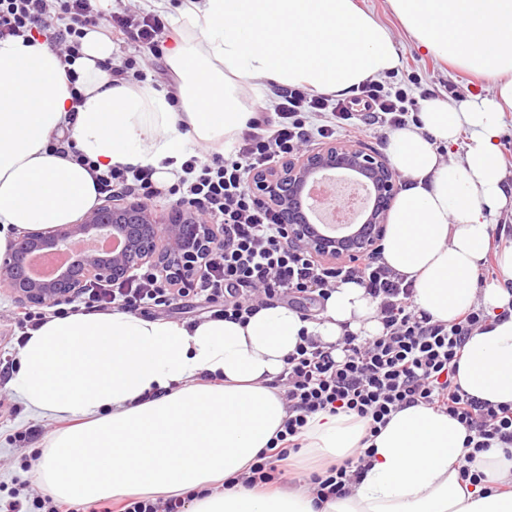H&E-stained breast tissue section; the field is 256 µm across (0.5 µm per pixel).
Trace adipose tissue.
<instances>
[{"label":"adipose tissue","mask_w":512,"mask_h":512,"mask_svg":"<svg viewBox=\"0 0 512 512\" xmlns=\"http://www.w3.org/2000/svg\"><path fill=\"white\" fill-rule=\"evenodd\" d=\"M411 45L491 77V96L424 99L418 124L393 131L388 153L404 183L382 257L414 281L416 312L451 321L471 304L496 313L464 347L456 380L470 396L512 404V240L497 252L501 281L477 287L499 217L512 213V174L499 140L512 112V0H388ZM166 51L177 103L152 80L113 82L112 45L83 40L73 66L43 41L0 40V253L21 231L74 223L99 204L91 173L50 148L66 139L102 166L149 168L169 186L194 146L223 152L253 113L244 87H303L337 97L399 72L389 28L356 0H180ZM84 100L73 106L68 68ZM463 154H456V147ZM378 303L354 283L335 288L319 319L284 303L247 324L192 325L115 310L52 317L18 351L13 386L26 407L73 424L46 447L34 480L71 503L132 494L189 497V512H512V461L475 465L490 488L463 483L465 426L419 405L391 415L377 436L340 412L309 418L300 443L333 463L360 445L370 466L349 496L316 506L300 489L233 484L282 429L286 404L272 382L300 335L336 343L378 335Z\"/></svg>","instance_id":"1"}]
</instances>
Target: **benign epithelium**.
Instances as JSON below:
<instances>
[{
    "mask_svg": "<svg viewBox=\"0 0 512 512\" xmlns=\"http://www.w3.org/2000/svg\"><path fill=\"white\" fill-rule=\"evenodd\" d=\"M342 169L366 177L374 187V205L365 228L349 241L310 232L301 203L309 180ZM246 186L277 210L292 246L319 259L352 267L376 252L398 193L396 173L386 156L346 142H328L265 171L251 172ZM92 234L118 237L124 246L107 256L80 253L59 268L49 282H36L29 277L24 264L26 254L59 249L70 245L71 238ZM214 234L215 225L206 223L188 202L173 204L160 220L147 202L134 194L122 193L75 224L21 232L15 251L0 263V285L24 305L43 306L73 298L91 281L122 280L145 264L165 277L174 272L176 280L188 282L207 261L209 241Z\"/></svg>",
    "mask_w": 512,
    "mask_h": 512,
    "instance_id": "1",
    "label": "benign epithelium"
}]
</instances>
